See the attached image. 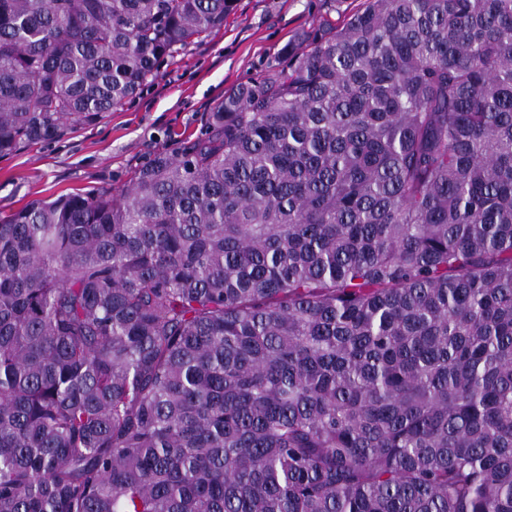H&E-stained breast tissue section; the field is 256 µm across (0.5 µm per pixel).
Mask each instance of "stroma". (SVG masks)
Returning a JSON list of instances; mask_svg holds the SVG:
<instances>
[{
  "instance_id": "obj_1",
  "label": "stroma",
  "mask_w": 512,
  "mask_h": 512,
  "mask_svg": "<svg viewBox=\"0 0 512 512\" xmlns=\"http://www.w3.org/2000/svg\"><path fill=\"white\" fill-rule=\"evenodd\" d=\"M367 0H238L222 31L165 64L136 98L100 121L0 159V214L62 193L123 189L157 151L205 128L234 84L263 72L300 30L343 25Z\"/></svg>"
}]
</instances>
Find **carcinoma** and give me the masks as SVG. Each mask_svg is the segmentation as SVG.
Returning <instances> with one entry per match:
<instances>
[{
    "label": "carcinoma",
    "mask_w": 512,
    "mask_h": 512,
    "mask_svg": "<svg viewBox=\"0 0 512 512\" xmlns=\"http://www.w3.org/2000/svg\"><path fill=\"white\" fill-rule=\"evenodd\" d=\"M235 7L0 0V157ZM0 512H512V0H368L0 217Z\"/></svg>",
    "instance_id": "carcinoma-1"
}]
</instances>
